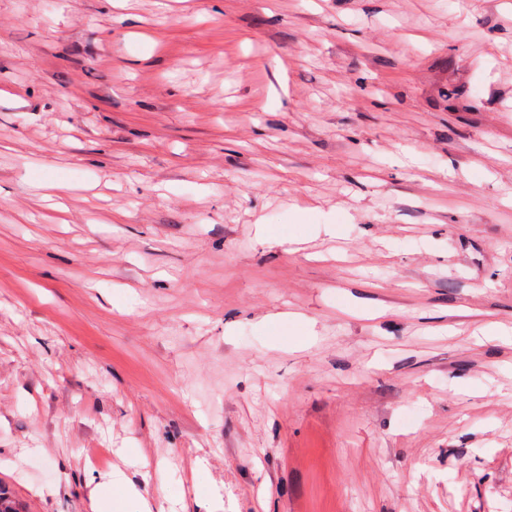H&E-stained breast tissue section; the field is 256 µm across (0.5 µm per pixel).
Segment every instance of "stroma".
Wrapping results in <instances>:
<instances>
[{"label":"stroma","instance_id":"1","mask_svg":"<svg viewBox=\"0 0 512 512\" xmlns=\"http://www.w3.org/2000/svg\"><path fill=\"white\" fill-rule=\"evenodd\" d=\"M115 469L512 512V0H0V486Z\"/></svg>","mask_w":512,"mask_h":512}]
</instances>
